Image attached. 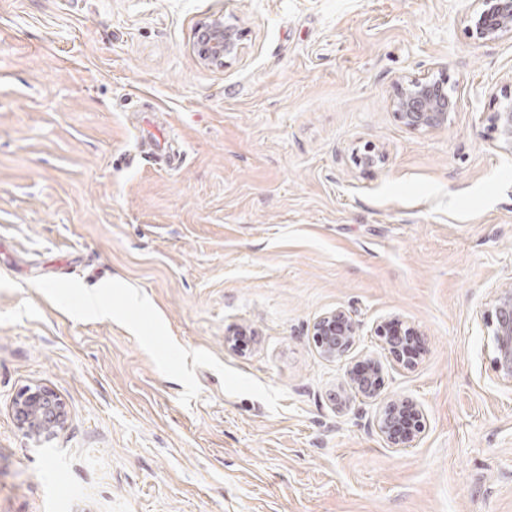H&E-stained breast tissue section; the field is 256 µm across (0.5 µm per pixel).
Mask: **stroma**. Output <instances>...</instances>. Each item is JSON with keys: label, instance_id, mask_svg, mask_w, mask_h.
<instances>
[{"label": "stroma", "instance_id": "35a3bbf8", "mask_svg": "<svg viewBox=\"0 0 512 512\" xmlns=\"http://www.w3.org/2000/svg\"><path fill=\"white\" fill-rule=\"evenodd\" d=\"M471 5L0 0V512H512V386L478 316L512 279L488 120L512 38L475 41ZM218 17L242 49L211 67L193 44ZM440 72L448 127H406L398 82ZM97 290L118 318L81 313ZM337 309L358 325L343 361L311 336ZM373 357L423 412L413 447L346 382ZM34 385L68 412L41 441L11 410Z\"/></svg>", "mask_w": 512, "mask_h": 512}]
</instances>
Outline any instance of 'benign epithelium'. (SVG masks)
<instances>
[{
  "label": "benign epithelium",
  "mask_w": 512,
  "mask_h": 512,
  "mask_svg": "<svg viewBox=\"0 0 512 512\" xmlns=\"http://www.w3.org/2000/svg\"><path fill=\"white\" fill-rule=\"evenodd\" d=\"M472 11L465 15L470 35L482 43L495 42L512 37V0H474ZM206 36L196 43L199 60L211 66H222L226 59L235 57L241 46V34L232 24L215 18L205 24ZM398 119L413 130L435 131L448 126L456 109V100L448 91V79L440 77L414 78L398 85L392 100ZM489 122L495 133L496 147L512 153V107L490 114ZM355 164L372 170L383 163V153L373 145L356 152ZM480 319L488 329L487 336L493 347V366L498 378L512 384V286L495 289L488 308L480 313ZM389 326L378 328L385 338L388 353L406 367L413 365L404 359L399 342L388 333ZM357 333L352 314L337 309L320 317L313 325V336L321 354L332 360L347 356ZM371 370L358 378L354 369L347 372V382L367 398H383L378 417V429L382 438L393 448H407L416 444L425 432L426 425L418 418L404 424L405 416L416 410V404L408 399L382 397L383 381L379 363L370 361ZM13 415L26 434L37 439L56 432L64 426L67 411L64 402L51 390L41 386L21 390L12 402Z\"/></svg>",
  "instance_id": "obj_1"
}]
</instances>
